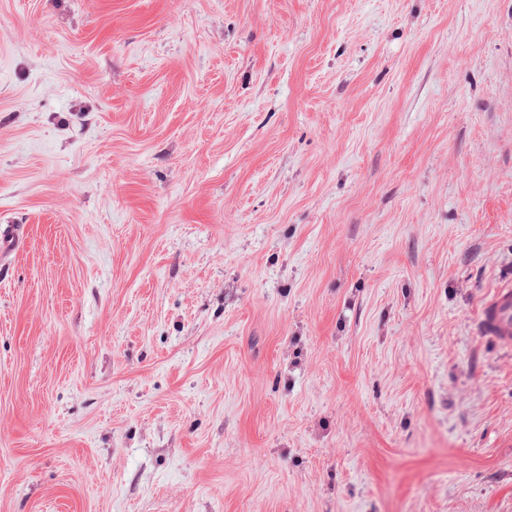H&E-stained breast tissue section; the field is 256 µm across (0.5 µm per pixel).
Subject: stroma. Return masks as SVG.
<instances>
[{
  "instance_id": "35a3bbf8",
  "label": "stroma",
  "mask_w": 512,
  "mask_h": 512,
  "mask_svg": "<svg viewBox=\"0 0 512 512\" xmlns=\"http://www.w3.org/2000/svg\"><path fill=\"white\" fill-rule=\"evenodd\" d=\"M0 512H512V0H0ZM486 322L503 341L512 340V291L502 290L485 306Z\"/></svg>"
}]
</instances>
